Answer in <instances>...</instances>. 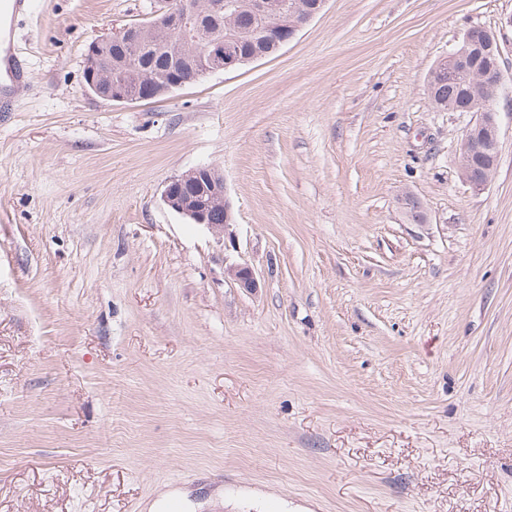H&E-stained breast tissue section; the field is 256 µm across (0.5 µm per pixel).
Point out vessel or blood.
Returning <instances> with one entry per match:
<instances>
[{
    "label": "vessel or blood",
    "instance_id": "1",
    "mask_svg": "<svg viewBox=\"0 0 512 512\" xmlns=\"http://www.w3.org/2000/svg\"><path fill=\"white\" fill-rule=\"evenodd\" d=\"M40 0H0V112L14 111L21 92L31 81L17 43L20 19L34 17Z\"/></svg>",
    "mask_w": 512,
    "mask_h": 512
}]
</instances>
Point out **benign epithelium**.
<instances>
[{"instance_id": "benign-epithelium-1", "label": "benign epithelium", "mask_w": 512, "mask_h": 512, "mask_svg": "<svg viewBox=\"0 0 512 512\" xmlns=\"http://www.w3.org/2000/svg\"><path fill=\"white\" fill-rule=\"evenodd\" d=\"M326 0H312L299 11L287 2L281 3L280 19L266 29L270 41L279 49L318 15ZM239 0H208L206 13L213 18H229L239 10ZM168 18V33L185 48H200L201 62L210 73L226 72L256 61L252 56L224 51V33L220 30L206 32L200 24L198 9L189 0H165L162 9ZM501 50L495 37L487 30L475 26L468 30L446 56L435 65L436 72L448 68V73L464 74L470 83L481 91L473 103L461 108L474 115L459 144V167L464 182L481 190L488 183L496 168L499 144L498 112L494 103L504 92L503 73L500 64ZM200 178L193 193L185 191L184 177L171 179L164 190L163 201L172 211L192 223L220 233L229 228L232 216L229 205H224V223L210 224L206 220L207 199L211 196L224 198V177L210 166L194 169ZM239 287L252 290L258 282L252 269L245 264L230 268Z\"/></svg>"}]
</instances>
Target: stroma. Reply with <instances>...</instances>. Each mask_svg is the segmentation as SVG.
Listing matches in <instances>:
<instances>
[{
    "instance_id": "35a3bbf8",
    "label": "stroma",
    "mask_w": 512,
    "mask_h": 512,
    "mask_svg": "<svg viewBox=\"0 0 512 512\" xmlns=\"http://www.w3.org/2000/svg\"><path fill=\"white\" fill-rule=\"evenodd\" d=\"M41 2L0 117V512H512V100L476 192L470 115L427 91L473 25L512 87V0H328L272 56L112 104L87 48L163 0ZM203 165L220 234L162 200Z\"/></svg>"
}]
</instances>
